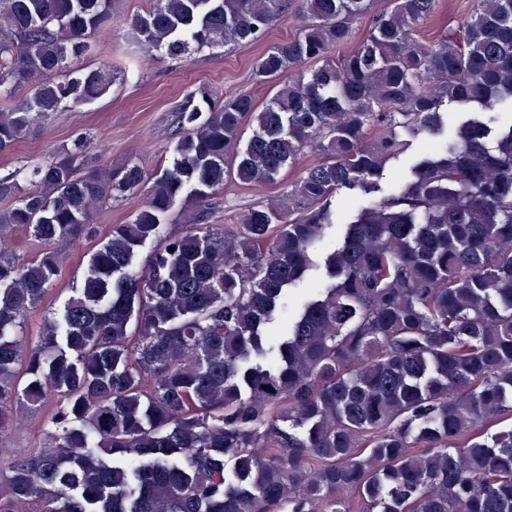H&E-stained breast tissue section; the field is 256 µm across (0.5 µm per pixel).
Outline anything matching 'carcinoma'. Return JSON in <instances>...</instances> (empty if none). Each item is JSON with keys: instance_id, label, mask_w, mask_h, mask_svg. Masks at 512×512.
Masks as SVG:
<instances>
[{"instance_id": "cac0c4a2", "label": "carcinoma", "mask_w": 512, "mask_h": 512, "mask_svg": "<svg viewBox=\"0 0 512 512\" xmlns=\"http://www.w3.org/2000/svg\"><path fill=\"white\" fill-rule=\"evenodd\" d=\"M439 2L391 0L355 44L372 0H150L130 21L132 42L180 60L307 19L254 61L278 87L262 108L186 93L161 171L103 165L81 133L31 187L0 176V225L41 244L0 251V436L17 402L47 438L0 457V512H512V121L495 123L512 113V0H471L421 42ZM110 28L112 0H0V96L29 91L0 111V155L108 91L112 64L81 59ZM452 107L454 136L322 250L336 195L376 191ZM308 149L288 205L203 222L226 180L273 183ZM145 186L100 236L96 211ZM189 204L196 223L165 232ZM64 239L95 249L25 345Z\"/></svg>"}]
</instances>
